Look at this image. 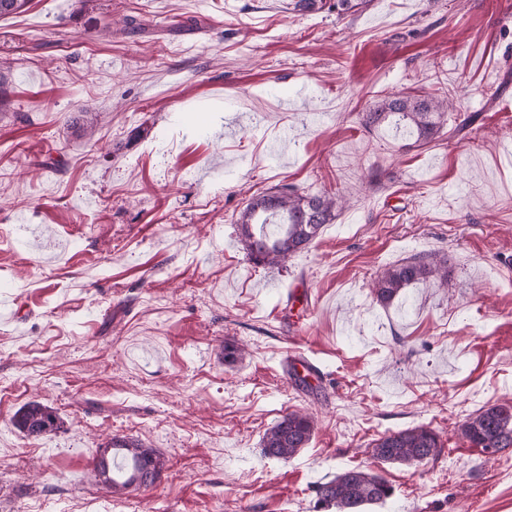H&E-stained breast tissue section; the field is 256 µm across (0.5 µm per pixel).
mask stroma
Masks as SVG:
<instances>
[{"mask_svg": "<svg viewBox=\"0 0 512 512\" xmlns=\"http://www.w3.org/2000/svg\"><path fill=\"white\" fill-rule=\"evenodd\" d=\"M450 94L422 143L358 113ZM288 186L348 199L283 267L234 221ZM448 253L445 285L370 284ZM243 344L233 366L224 343ZM319 381L301 382L305 362ZM37 401L62 421L28 437ZM512 403V0H371L339 19L288 0H28L0 17V512H321L314 485L371 468L419 424L443 444L370 512H512V449L457 427ZM306 448L264 457L287 412ZM165 460L118 496L112 437ZM12 422L20 432L35 438L50 435L60 428L56 412L39 402H30L20 408ZM315 429L314 419L307 413L285 414L263 438V454L268 459L289 460L310 442Z\"/></svg>", "mask_w": 512, "mask_h": 512, "instance_id": "35a3bbf8", "label": "stroma"}]
</instances>
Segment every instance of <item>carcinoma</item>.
<instances>
[{"label":"carcinoma","mask_w":512,"mask_h":512,"mask_svg":"<svg viewBox=\"0 0 512 512\" xmlns=\"http://www.w3.org/2000/svg\"><path fill=\"white\" fill-rule=\"evenodd\" d=\"M371 0H289L288 9L300 13L323 10L346 18L363 11ZM447 98H432L395 92L382 98L363 113L361 124L378 126L391 116L408 120L417 140L433 141L448 125ZM343 199L328 192L301 193L283 187L251 197L235 220L236 232L250 262L283 265L292 255L307 249L326 224L336 219ZM274 224L277 231L267 230ZM416 283H448V255L442 251L413 257L387 268L373 283L372 293L382 305L391 303ZM13 425L29 437H42L60 428L56 412L30 402L20 408ZM314 419L307 413L285 414L263 438V454L268 459L289 460L312 439ZM461 436L471 447L496 456L512 448V403L486 404L466 416L459 425ZM442 443L427 424L392 431L374 441L372 455L380 463L416 465L438 457ZM164 467L161 456L143 443L114 437L94 461L93 479L104 477L106 488L121 493L156 481ZM394 489L381 475L359 468L343 470L316 485L318 502L335 512H366L393 495Z\"/></svg>","instance_id":"cac0c4a2"}]
</instances>
